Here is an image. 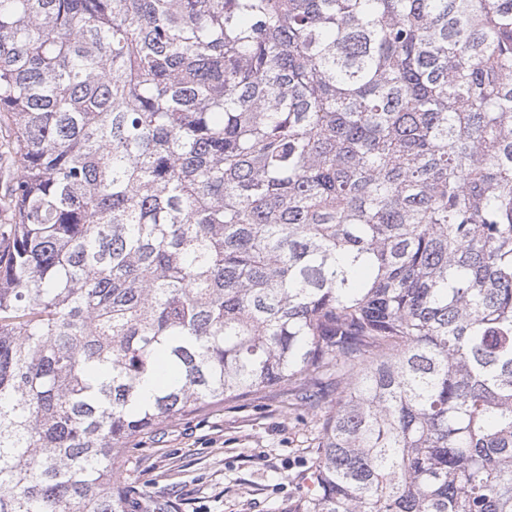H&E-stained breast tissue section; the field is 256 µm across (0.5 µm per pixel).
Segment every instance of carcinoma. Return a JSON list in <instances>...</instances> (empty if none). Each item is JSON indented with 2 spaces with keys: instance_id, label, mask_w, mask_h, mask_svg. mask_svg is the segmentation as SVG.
Segmentation results:
<instances>
[{
  "instance_id": "cac0c4a2",
  "label": "carcinoma",
  "mask_w": 512,
  "mask_h": 512,
  "mask_svg": "<svg viewBox=\"0 0 512 512\" xmlns=\"http://www.w3.org/2000/svg\"><path fill=\"white\" fill-rule=\"evenodd\" d=\"M0 123V512L272 392L297 512H512V0H0Z\"/></svg>"
}]
</instances>
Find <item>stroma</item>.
I'll list each match as a JSON object with an SVG mask.
<instances>
[{"label": "stroma", "mask_w": 512, "mask_h": 512, "mask_svg": "<svg viewBox=\"0 0 512 512\" xmlns=\"http://www.w3.org/2000/svg\"><path fill=\"white\" fill-rule=\"evenodd\" d=\"M313 431L278 395L213 405L136 438L115 476L175 512H294Z\"/></svg>", "instance_id": "35a3bbf8"}]
</instances>
